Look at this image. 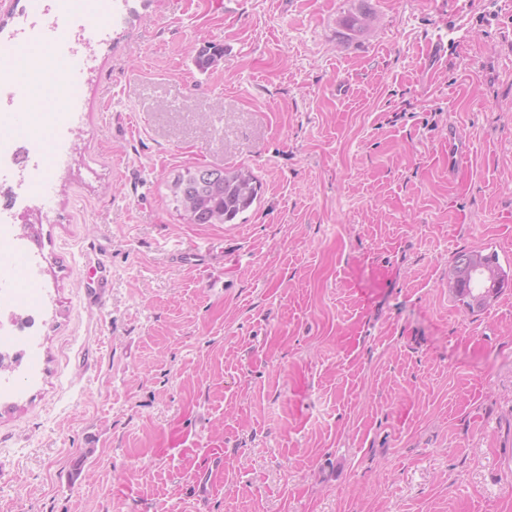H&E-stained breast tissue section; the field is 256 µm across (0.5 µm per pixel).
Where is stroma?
Returning a JSON list of instances; mask_svg holds the SVG:
<instances>
[{"instance_id": "1", "label": "stroma", "mask_w": 512, "mask_h": 512, "mask_svg": "<svg viewBox=\"0 0 512 512\" xmlns=\"http://www.w3.org/2000/svg\"><path fill=\"white\" fill-rule=\"evenodd\" d=\"M116 7L37 201L0 512H512V286L448 288L512 269V0ZM190 166L255 203L185 223ZM484 257L491 264L495 265L501 271V277L498 279L495 269L486 264V262L478 255ZM476 255V256H475ZM473 258V266L475 269H481L484 273L486 280L489 282L487 293L490 295L497 291L501 283L505 280H509V274L503 270L498 264L496 254H483L481 251H469L461 252L455 256L452 267L448 271L449 279L455 277V286L452 288L455 297L458 301L469 309V311L475 312L484 308L486 303L480 304L477 307L471 302L472 298L482 294L486 288H482V283L477 274L471 273L469 270V261ZM499 280L498 288H494V285Z\"/></svg>"}]
</instances>
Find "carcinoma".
<instances>
[{
    "mask_svg": "<svg viewBox=\"0 0 512 512\" xmlns=\"http://www.w3.org/2000/svg\"><path fill=\"white\" fill-rule=\"evenodd\" d=\"M174 179L182 185L183 194H174L172 200L188 224H230L251 207L260 189L252 172L241 168L220 167L216 174L206 177L198 168L189 167ZM475 255L474 251L459 253L449 270V277L455 278V297L472 312L484 308L482 304L473 305L472 298L484 292L494 293L492 288H482L478 275L469 270V261Z\"/></svg>",
    "mask_w": 512,
    "mask_h": 512,
    "instance_id": "1",
    "label": "carcinoma"
}]
</instances>
